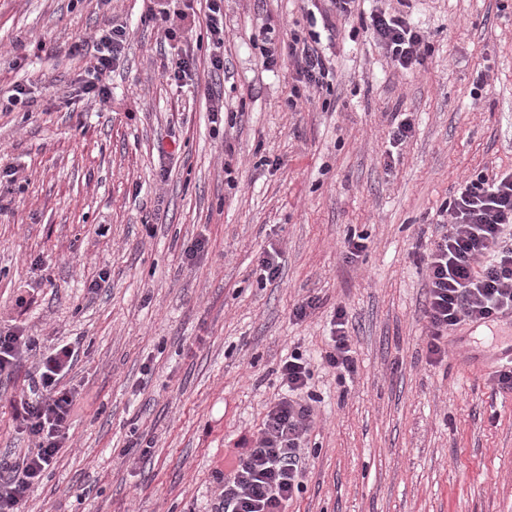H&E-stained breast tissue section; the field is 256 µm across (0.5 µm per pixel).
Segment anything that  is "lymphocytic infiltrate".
Masks as SVG:
<instances>
[{
	"instance_id": "1",
	"label": "lymphocytic infiltrate",
	"mask_w": 512,
	"mask_h": 512,
	"mask_svg": "<svg viewBox=\"0 0 512 512\" xmlns=\"http://www.w3.org/2000/svg\"><path fill=\"white\" fill-rule=\"evenodd\" d=\"M365 30L405 70L419 64L426 49L421 30L401 15L373 12ZM95 42L92 78L74 94L104 104L109 89L103 79L124 48L126 30L111 25L99 31ZM260 53L268 67L293 61L305 87L333 88L332 63L317 33L306 38L292 34L281 47L264 38ZM445 211L448 223L425 258L428 351L438 356L442 340L463 323H494L512 313V172L465 181ZM75 358V348L67 343L42 355L36 366V395L21 396L13 404L15 420L34 445L15 453L9 466L0 465V512H20L70 438L77 394L61 379ZM279 373L288 393L269 409L256 437L242 439L225 453L221 492L211 512H287L303 487V443L314 415L307 391L310 370L302 354L294 352L282 361Z\"/></svg>"
}]
</instances>
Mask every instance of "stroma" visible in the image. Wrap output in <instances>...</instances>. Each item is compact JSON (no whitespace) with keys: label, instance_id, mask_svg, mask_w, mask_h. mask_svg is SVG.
I'll use <instances>...</instances> for the list:
<instances>
[{"label":"stroma","instance_id":"35a3bbf8","mask_svg":"<svg viewBox=\"0 0 512 512\" xmlns=\"http://www.w3.org/2000/svg\"><path fill=\"white\" fill-rule=\"evenodd\" d=\"M155 7L0 0V89L30 92L0 106V169L17 171L0 183V330L36 341L0 382V452L29 444L12 403L39 354L80 350L70 446L21 512H210L225 449L282 397L294 351L316 417L288 512H512V394L484 368L512 327L462 325L434 360L422 262L460 184L512 172V0H365L424 32L409 70L325 0H224L220 71L197 33L167 42ZM113 22L127 40L108 103L71 98L89 77L72 44ZM329 24L333 90L293 98L296 66H264L261 30ZM183 51L197 67L175 82ZM400 115L413 132L395 148ZM340 309L344 378L325 359Z\"/></svg>","mask_w":512,"mask_h":512}]
</instances>
